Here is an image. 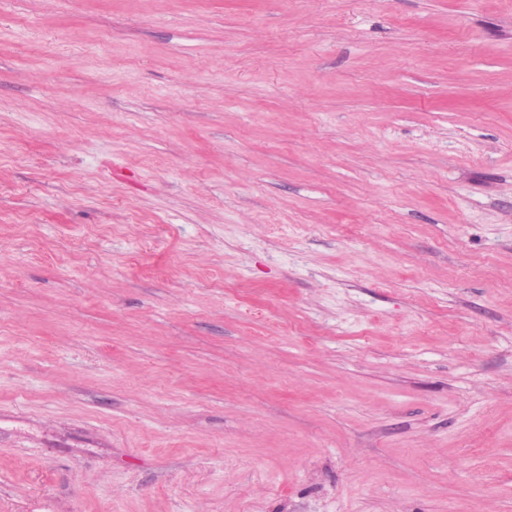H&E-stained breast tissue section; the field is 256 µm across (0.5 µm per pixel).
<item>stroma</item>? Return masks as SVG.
<instances>
[{"mask_svg":"<svg viewBox=\"0 0 512 512\" xmlns=\"http://www.w3.org/2000/svg\"><path fill=\"white\" fill-rule=\"evenodd\" d=\"M0 512H512V0H0Z\"/></svg>","mask_w":512,"mask_h":512,"instance_id":"obj_1","label":"stroma"}]
</instances>
